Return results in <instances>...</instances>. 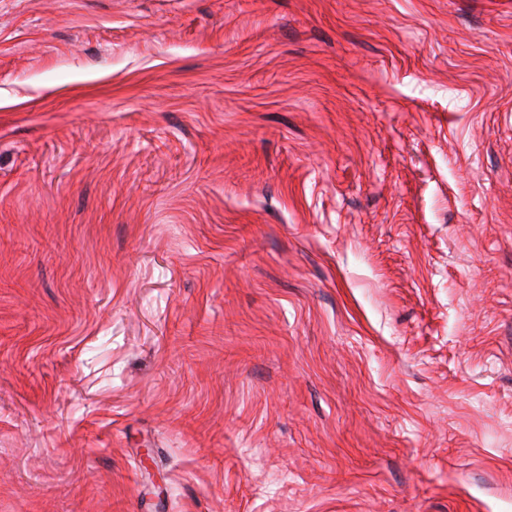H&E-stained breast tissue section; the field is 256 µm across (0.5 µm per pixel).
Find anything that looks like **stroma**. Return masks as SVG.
<instances>
[{"mask_svg": "<svg viewBox=\"0 0 512 512\" xmlns=\"http://www.w3.org/2000/svg\"><path fill=\"white\" fill-rule=\"evenodd\" d=\"M0 512H512V0H0Z\"/></svg>", "mask_w": 512, "mask_h": 512, "instance_id": "obj_1", "label": "stroma"}]
</instances>
